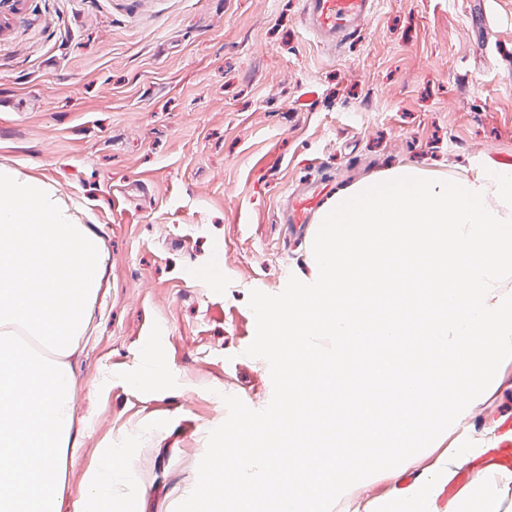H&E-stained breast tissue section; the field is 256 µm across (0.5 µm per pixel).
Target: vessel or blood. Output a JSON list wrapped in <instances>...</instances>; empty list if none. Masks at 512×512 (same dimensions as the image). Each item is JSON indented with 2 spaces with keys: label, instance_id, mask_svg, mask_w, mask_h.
<instances>
[{
  "label": "vessel or blood",
  "instance_id": "obj_1",
  "mask_svg": "<svg viewBox=\"0 0 512 512\" xmlns=\"http://www.w3.org/2000/svg\"><path fill=\"white\" fill-rule=\"evenodd\" d=\"M306 29L322 43L348 39L367 23L377 7V0H301ZM318 204L317 195L296 193L288 205V221L308 223ZM488 471L512 469V432L499 437L491 454L477 460Z\"/></svg>",
  "mask_w": 512,
  "mask_h": 512
}]
</instances>
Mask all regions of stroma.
<instances>
[{"instance_id": "stroma-1", "label": "stroma", "mask_w": 512, "mask_h": 512, "mask_svg": "<svg viewBox=\"0 0 512 512\" xmlns=\"http://www.w3.org/2000/svg\"><path fill=\"white\" fill-rule=\"evenodd\" d=\"M301 0H0V167L55 191L101 237L105 279L71 357L77 445L60 512L123 449L112 512H174L195 486L223 396L265 408L246 356L251 290L313 277L288 195L398 164L451 177L512 167V0H379L325 45ZM220 275L222 288L210 285ZM151 385L131 384L148 362ZM481 424L452 425L415 467L380 472L331 512L388 499L448 448H491L512 415V360Z\"/></svg>"}]
</instances>
